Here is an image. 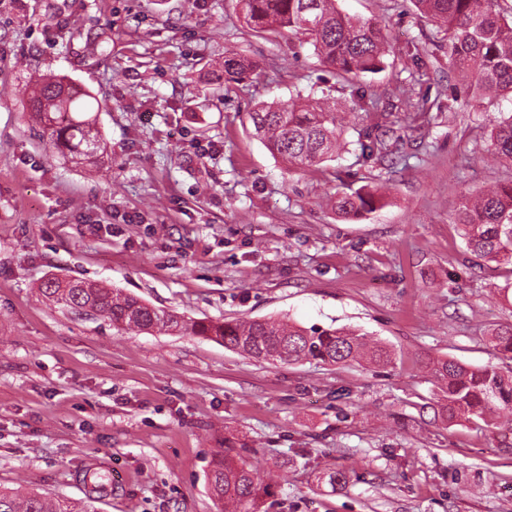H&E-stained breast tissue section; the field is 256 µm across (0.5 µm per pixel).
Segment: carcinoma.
Segmentation results:
<instances>
[{"mask_svg":"<svg viewBox=\"0 0 512 512\" xmlns=\"http://www.w3.org/2000/svg\"><path fill=\"white\" fill-rule=\"evenodd\" d=\"M448 34L451 68L468 83L476 102L486 96L512 95V16L496 10L498 0H411ZM245 19L256 35L272 37L288 28L309 39L316 54L343 79L383 68L386 35L369 20L353 18L336 0H240ZM256 63L224 57V75L240 78L256 71ZM365 91L355 89L343 104L322 98L297 97L289 104L263 103L250 113L255 134L289 168L312 167L332 160L344 148V130L337 125L340 107L355 108ZM35 118L49 149L87 160L98 156L99 135L88 94L64 79L45 78L32 90ZM359 159L368 163L390 152L383 139L358 132ZM490 155L512 163V116L493 122ZM375 186L336 195L333 208L343 218H357L375 209ZM454 223L470 252L509 267L512 274V181L465 199ZM49 302L72 312L98 316L118 334L158 332L213 339L255 359L296 363L319 360L330 365L366 361L392 363V351L368 345L366 334L350 328H303L277 319L233 321L187 320L150 306L120 288L81 279L52 277L40 285ZM489 344L498 358L512 361V324L492 331ZM431 371L441 391V415L450 423L491 425L496 414H512V371L496 365L476 366L454 358L438 359ZM109 477L87 473L85 499L51 502L38 492L0 488V512H93L92 503L107 495ZM210 491L219 512H263L270 485L243 458L224 451L208 473Z\"/></svg>","mask_w":512,"mask_h":512,"instance_id":"1","label":"carcinoma"}]
</instances>
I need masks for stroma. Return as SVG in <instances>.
<instances>
[{"instance_id": "obj_1", "label": "stroma", "mask_w": 512, "mask_h": 512, "mask_svg": "<svg viewBox=\"0 0 512 512\" xmlns=\"http://www.w3.org/2000/svg\"><path fill=\"white\" fill-rule=\"evenodd\" d=\"M386 25L384 68L357 77L376 106L348 144L288 172L253 133L256 104L296 92L344 100L303 35L270 43L238 0H0V485L97 512H216L207 482L225 448L268 472V512H512V434L448 423L427 360L497 363L512 324L506 278L474 266L452 217L512 181L475 162L494 113L473 107L442 29L411 0H338ZM235 53L258 68L214 93ZM63 76L100 104L103 151L50 154L26 88ZM426 114L406 122V102ZM392 153L359 159L358 130ZM379 184L374 212L342 219L333 194ZM88 279L200 320L352 327L392 364L257 360L213 340L117 335L46 302L47 278ZM346 471L343 487L328 474ZM489 344L498 358L512 361V324L493 330Z\"/></svg>"}]
</instances>
